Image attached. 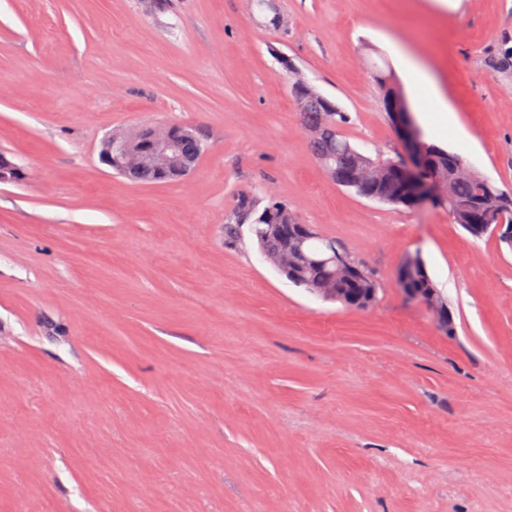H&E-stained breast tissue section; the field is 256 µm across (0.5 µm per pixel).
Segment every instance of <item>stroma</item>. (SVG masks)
<instances>
[{
	"mask_svg": "<svg viewBox=\"0 0 512 512\" xmlns=\"http://www.w3.org/2000/svg\"><path fill=\"white\" fill-rule=\"evenodd\" d=\"M0 0V512H512V246L318 164L303 75L358 151L423 140L512 190V0ZM448 108L415 98L396 50ZM195 125L196 170L129 182L110 133ZM286 202L375 271L360 311L293 285L239 196ZM420 254L445 334L396 272ZM472 466L461 473L457 454Z\"/></svg>",
	"mask_w": 512,
	"mask_h": 512,
	"instance_id": "stroma-1",
	"label": "stroma"
}]
</instances>
